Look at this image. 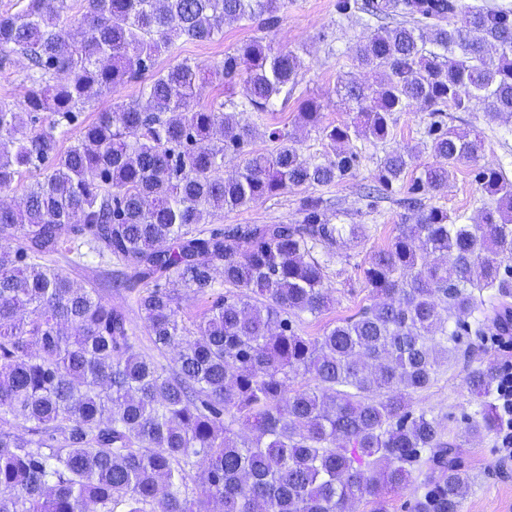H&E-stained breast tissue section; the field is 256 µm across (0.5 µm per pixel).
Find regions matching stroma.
Here are the masks:
<instances>
[{
  "label": "stroma",
  "instance_id": "1",
  "mask_svg": "<svg viewBox=\"0 0 512 512\" xmlns=\"http://www.w3.org/2000/svg\"><path fill=\"white\" fill-rule=\"evenodd\" d=\"M336 0H288L287 9L281 10L280 21L271 31H264L255 24H234L224 28L223 36L209 43L184 42L173 55L160 56L157 68L168 66L187 58L202 64L221 62L227 51L254 37L268 36L277 47L296 51L305 66L299 83L287 103L277 104L275 111L266 113L255 121L250 142L254 151H266L272 144L268 133L275 127H288L297 138L304 155L316 156L324 151L317 132L300 127L298 112L301 102L308 98L321 101L322 121L341 124L350 121L351 115L337 106L338 81L353 80L373 82V74L353 66L348 58L350 47L363 36L362 27L339 22ZM430 122L427 113L420 110L400 113L393 138L383 146H366V159L359 169L334 186L323 188L324 197L330 198L332 221L336 224H357L366 228L365 237L347 239L335 252L326 267L325 286L332 303L319 317L308 315L297 318L296 324L305 336L321 335L323 329L336 320L350 317L361 308L373 303L374 297L363 279L374 251L385 246L396 232L405 214L398 196L376 202L363 195V186L371 179L374 158L385 151L402 149L415 144ZM452 123L460 129H478L483 137V149L477 163L461 164L447 188L433 198V205L452 215L477 218L486 202V195L475 180L478 166L498 167L512 161V130L507 125L487 124L482 113L456 112ZM304 192L300 189L268 199L251 207L224 211L215 217L214 226L227 224H278L298 219V205ZM464 356L443 363L436 382L427 390L415 393V408L431 411L440 417L447 435L460 436V430L474 406L464 388L463 378L471 368H498L506 351L484 337L465 338ZM464 462L474 476L475 484L464 499L461 512H512V470L503 471L502 461L495 447V435L488 432L465 439Z\"/></svg>",
  "mask_w": 512,
  "mask_h": 512
}]
</instances>
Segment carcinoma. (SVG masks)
I'll return each instance as SVG.
<instances>
[{"instance_id": "carcinoma-1", "label": "carcinoma", "mask_w": 512, "mask_h": 512, "mask_svg": "<svg viewBox=\"0 0 512 512\" xmlns=\"http://www.w3.org/2000/svg\"><path fill=\"white\" fill-rule=\"evenodd\" d=\"M285 0H83L76 31L66 0H27L0 14V68L30 62L18 103L0 100V192L29 174L23 205L0 206V512H390L414 485L407 512H460L472 478L442 419L416 409L444 360L459 355L465 319L476 331L512 323V179L480 168L490 202L472 224L430 204L483 140L445 112L483 111L512 124V11L465 0H336L342 20L369 30L350 48L374 86L342 80L321 121L307 99L298 123L324 141L305 157L288 129L272 149L248 150L251 126L287 102L299 54L253 38L211 70L228 102H195L202 67L183 59L152 75L141 97L117 101L59 140L79 106L145 78L180 41L210 42L239 21L270 30ZM433 121L428 143L377 160L369 193L405 192L413 216L374 252L363 279L382 298L357 316L302 336L292 317L331 301L325 263L355 226L333 224L330 201L307 195L299 219L200 229L219 212L301 187L335 185L362 162L356 142L385 143L396 114ZM52 120L44 125L41 114ZM436 159L405 184L416 154ZM245 156L224 175L226 158ZM93 253L125 266L110 287L132 294L164 367L144 354L122 308L90 282L46 264ZM225 293L192 328L180 291ZM477 410L462 432L492 430L496 376L473 368ZM236 422L251 426L239 437ZM63 441H58V437ZM204 487L189 497L191 469Z\"/></svg>"}]
</instances>
